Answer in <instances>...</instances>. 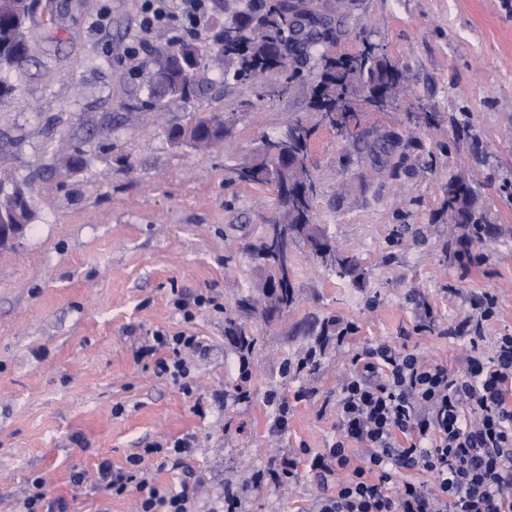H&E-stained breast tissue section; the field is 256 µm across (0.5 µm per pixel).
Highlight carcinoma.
<instances>
[{"label": "carcinoma", "instance_id": "cac0c4a2", "mask_svg": "<svg viewBox=\"0 0 512 512\" xmlns=\"http://www.w3.org/2000/svg\"><path fill=\"white\" fill-rule=\"evenodd\" d=\"M27 14L22 0H0V65L10 66L28 57L29 43L21 16ZM344 34L341 23L321 17L308 0H238L232 14L224 20L221 48L224 80H234L245 88L262 82L266 73L280 70L299 76L301 67L311 61L322 65L321 80L313 93V108L336 114L334 128L344 131L356 119L355 104L371 102L369 95L399 86L403 71L373 42H365L356 55L331 57L325 49ZM176 56L191 57L201 65V48L192 41H178L154 62L144 101L131 109L168 107L193 97L198 84L171 63ZM214 117H202L193 125L174 126L168 137L185 130L197 138L210 135ZM315 183L302 186L291 195L278 193L280 218L284 224L299 225V233L313 245L330 249L328 242L312 233ZM471 193L462 181H448V209L457 224H482L483 215L472 206Z\"/></svg>", "mask_w": 512, "mask_h": 512}]
</instances>
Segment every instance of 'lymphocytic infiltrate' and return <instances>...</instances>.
Wrapping results in <instances>:
<instances>
[{
	"mask_svg": "<svg viewBox=\"0 0 512 512\" xmlns=\"http://www.w3.org/2000/svg\"><path fill=\"white\" fill-rule=\"evenodd\" d=\"M213 0H144L140 28L149 33L181 21L197 30ZM478 314L460 325L470 349L465 368L448 370L405 347L371 341L350 357L351 372L336 398L338 435L310 468L327 487L313 512H512V335L496 337L491 355H483L484 324L497 301L483 294ZM238 382L233 391H218L215 405L245 404L251 396L250 337H235ZM198 336L165 328L153 330L134 352L150 360L157 377L172 381L185 395L193 393L189 357L206 355ZM197 442L186 433L132 453L123 468L110 461L98 465L95 484L112 497L139 495L137 512H197L202 483L188 459ZM363 450L353 458L351 444ZM298 460L290 454L271 457L252 471L239 488L225 487L208 512H247L249 490L280 489L295 481ZM177 470L178 489L163 493L152 471ZM404 470L426 474L423 482L394 487Z\"/></svg>",
	"mask_w": 512,
	"mask_h": 512,
	"instance_id": "obj_1",
	"label": "lymphocytic infiltrate"
}]
</instances>
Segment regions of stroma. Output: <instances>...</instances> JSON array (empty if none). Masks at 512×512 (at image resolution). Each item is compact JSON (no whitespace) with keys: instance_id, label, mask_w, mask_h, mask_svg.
<instances>
[{"instance_id":"obj_1","label":"stroma","mask_w":512,"mask_h":512,"mask_svg":"<svg viewBox=\"0 0 512 512\" xmlns=\"http://www.w3.org/2000/svg\"><path fill=\"white\" fill-rule=\"evenodd\" d=\"M30 59L0 71V187L26 184L33 217L14 248L0 250V512H23L34 477L68 512H135L137 497H110L92 482L98 464L186 433L204 478L199 507L225 482H240L273 449L323 451L337 434L336 393L348 374L338 330L356 322L351 346L406 345L461 367L464 339L443 331L497 298L488 339L512 333V0H318L347 16L330 46L353 55L383 44L408 77L392 108H361L351 135H338L310 107L320 69L306 66L280 97H260L199 72L202 90L176 107L133 109L145 98L154 59L169 33L142 35V0H34ZM217 114L232 119L217 147L173 143L166 131ZM313 127L316 230L357 269L337 278L304 238L293 242L294 303L270 310L271 270L256 248L277 216V187L238 181L265 138L285 125ZM81 153L85 166L65 168ZM472 190L493 236L474 241L481 265L457 255L462 229L445 187ZM217 296L224 310L184 323L176 297ZM431 330H417L424 307ZM163 327L210 347L192 369L194 395L136 362V345ZM254 341L252 401L212 405L232 389V339ZM325 343L308 379L283 370ZM312 400L293 402L301 387ZM291 398L288 430L273 435L274 407ZM206 405L192 411L194 399ZM122 414H115V407ZM87 482L73 484V472ZM323 489L307 462L292 490L255 492L248 512H311Z\"/></svg>"}]
</instances>
